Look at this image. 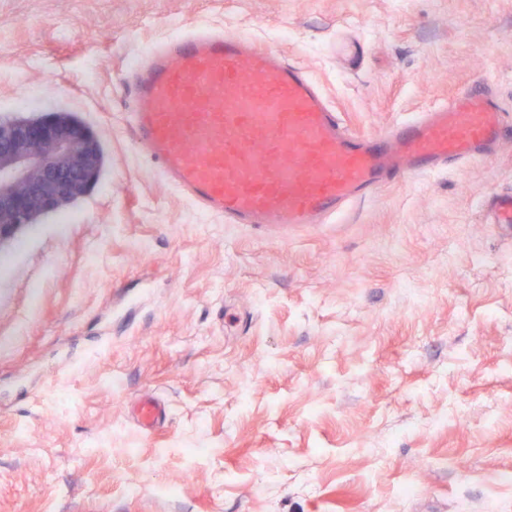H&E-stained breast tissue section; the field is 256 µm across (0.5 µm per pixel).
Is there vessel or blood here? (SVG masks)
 Segmentation results:
<instances>
[{
    "label": "vessel or blood",
    "mask_w": 512,
    "mask_h": 512,
    "mask_svg": "<svg viewBox=\"0 0 512 512\" xmlns=\"http://www.w3.org/2000/svg\"><path fill=\"white\" fill-rule=\"evenodd\" d=\"M127 122L160 178L228 224H328L388 184L488 159L512 142L494 94L472 85L451 101L357 134L319 86L276 49L195 28L151 50L131 73ZM512 225V192L489 197ZM157 398L137 409L144 432L165 419Z\"/></svg>",
    "instance_id": "1"
}]
</instances>
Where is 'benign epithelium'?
I'll list each match as a JSON object with an SVG mask.
<instances>
[{
	"mask_svg": "<svg viewBox=\"0 0 512 512\" xmlns=\"http://www.w3.org/2000/svg\"><path fill=\"white\" fill-rule=\"evenodd\" d=\"M97 138L66 116L0 124V245L80 197L99 176Z\"/></svg>",
	"mask_w": 512,
	"mask_h": 512,
	"instance_id": "1",
	"label": "benign epithelium"
}]
</instances>
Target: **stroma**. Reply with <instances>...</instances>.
Instances as JSON below:
<instances>
[{"label": "stroma", "instance_id": "stroma-1", "mask_svg": "<svg viewBox=\"0 0 512 512\" xmlns=\"http://www.w3.org/2000/svg\"><path fill=\"white\" fill-rule=\"evenodd\" d=\"M189 27L276 46L356 133L477 80L512 116V0H0V120L64 113L103 153L0 245V512H512V240L485 210L512 145L343 224L224 223L126 122L122 76ZM165 417V406L158 398L145 399L138 406L137 418L146 435H150Z\"/></svg>", "mask_w": 512, "mask_h": 512}]
</instances>
